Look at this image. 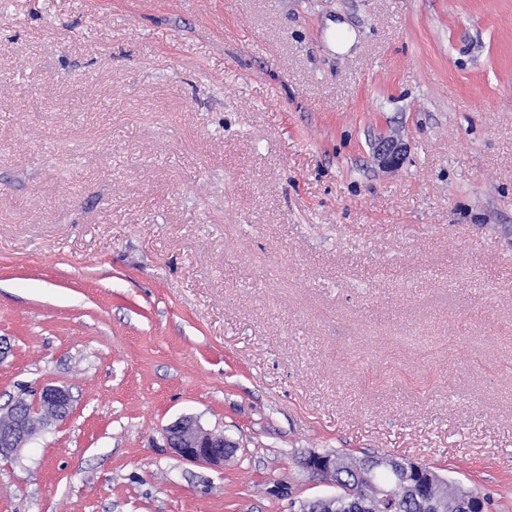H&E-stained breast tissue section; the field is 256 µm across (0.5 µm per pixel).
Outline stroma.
<instances>
[{"mask_svg": "<svg viewBox=\"0 0 512 512\" xmlns=\"http://www.w3.org/2000/svg\"><path fill=\"white\" fill-rule=\"evenodd\" d=\"M0 339L73 399L0 512H300L312 451L512 512V0H0ZM374 155L381 167L398 168L404 156V144L396 138L384 136L375 145ZM168 448L182 460L190 463L223 468L236 446L224 441L220 432L204 429L192 416H182L166 428Z\"/></svg>", "mask_w": 512, "mask_h": 512, "instance_id": "35a3bbf8", "label": "stroma"}]
</instances>
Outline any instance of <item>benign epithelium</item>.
<instances>
[{
    "mask_svg": "<svg viewBox=\"0 0 512 512\" xmlns=\"http://www.w3.org/2000/svg\"><path fill=\"white\" fill-rule=\"evenodd\" d=\"M381 167L395 169L404 156V144L393 137H383L374 147ZM71 410L70 393L58 386H43L30 400L18 398L0 407V454L17 456L30 445L40 429L64 420ZM167 446L182 460L222 468L230 460L236 446L224 440V433L204 429L192 416H182L166 428ZM299 463L312 476L322 477L336 470V458L325 453L310 452Z\"/></svg>",
    "mask_w": 512,
    "mask_h": 512,
    "instance_id": "obj_1",
    "label": "benign epithelium"
}]
</instances>
